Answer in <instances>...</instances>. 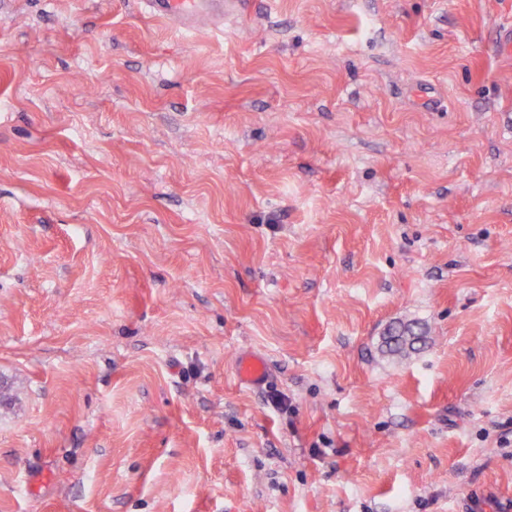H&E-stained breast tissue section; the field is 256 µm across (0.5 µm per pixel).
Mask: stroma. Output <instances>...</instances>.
Listing matches in <instances>:
<instances>
[{"mask_svg":"<svg viewBox=\"0 0 512 512\" xmlns=\"http://www.w3.org/2000/svg\"><path fill=\"white\" fill-rule=\"evenodd\" d=\"M507 20L0 0V512H512ZM243 0H144L148 14L160 19H176L186 27H195L204 20L224 21L241 9ZM424 331L413 324H399L389 329L385 337V353L400 358L409 357L420 350L424 341ZM238 379L249 386L261 385L267 378L268 366L264 357L243 353L236 361Z\"/></svg>","mask_w":512,"mask_h":512,"instance_id":"obj_1","label":"stroma"}]
</instances>
